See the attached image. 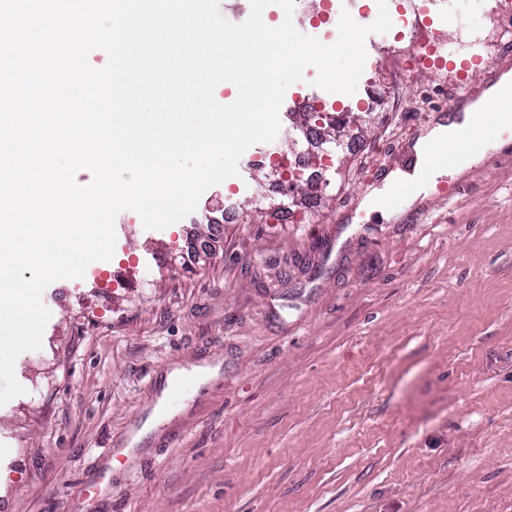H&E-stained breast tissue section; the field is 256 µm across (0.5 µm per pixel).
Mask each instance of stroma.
Segmentation results:
<instances>
[{"label":"stroma","mask_w":512,"mask_h":512,"mask_svg":"<svg viewBox=\"0 0 512 512\" xmlns=\"http://www.w3.org/2000/svg\"><path fill=\"white\" fill-rule=\"evenodd\" d=\"M447 2L502 40L475 60L449 32L462 74L369 34L322 186L273 193V168L239 165L248 222L225 223L220 184L162 230L126 210L112 259L46 288L24 392L0 406V512H512V143L398 220H344L458 84L477 98L512 72V11ZM128 263L136 287L108 288ZM204 362L220 377L113 461L167 374Z\"/></svg>","instance_id":"1"}]
</instances>
